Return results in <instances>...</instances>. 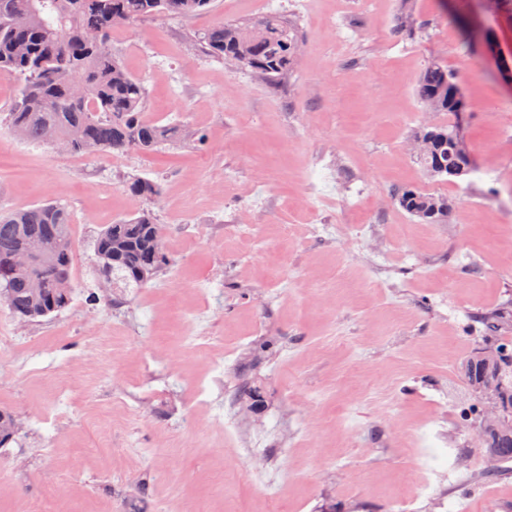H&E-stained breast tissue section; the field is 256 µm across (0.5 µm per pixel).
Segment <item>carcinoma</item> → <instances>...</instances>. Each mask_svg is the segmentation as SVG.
Wrapping results in <instances>:
<instances>
[{"mask_svg": "<svg viewBox=\"0 0 512 512\" xmlns=\"http://www.w3.org/2000/svg\"><path fill=\"white\" fill-rule=\"evenodd\" d=\"M212 0H0V78L18 84L7 110L13 135L70 154L108 151L151 153L184 137L177 123L147 116L146 88L112 51V34L149 18H179L210 9ZM195 44L208 56L249 68L270 81L288 74L299 48L294 29L273 15L246 25L221 23L200 32ZM79 79L81 93L72 84ZM456 77L439 62L430 63L416 82L427 111L456 115L465 100L448 97ZM426 151L419 162L427 176L453 182L461 164L456 128L424 123L414 133ZM132 200L157 197L159 185L132 176L123 183ZM410 217L427 224L448 218V197L421 188L402 189L395 198ZM39 245V260L22 267L16 257ZM95 275L101 285L90 302H107L117 289L142 288L170 265L161 225L149 209L107 224L92 239ZM76 244L72 213L60 201L0 210V290L11 294L8 310L20 322L55 316L72 302ZM469 378L491 380L512 405V367L499 358L489 366H469ZM491 465L512 462V433L485 430Z\"/></svg>", "mask_w": 512, "mask_h": 512, "instance_id": "carcinoma-1", "label": "carcinoma"}]
</instances>
